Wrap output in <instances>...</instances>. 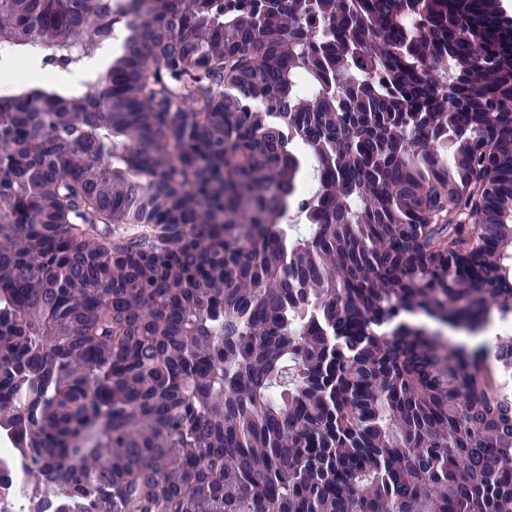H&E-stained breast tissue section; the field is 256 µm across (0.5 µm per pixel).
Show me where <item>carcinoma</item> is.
Masks as SVG:
<instances>
[{
    "label": "carcinoma",
    "instance_id": "1",
    "mask_svg": "<svg viewBox=\"0 0 512 512\" xmlns=\"http://www.w3.org/2000/svg\"><path fill=\"white\" fill-rule=\"evenodd\" d=\"M146 2L0 0L65 70L132 30L82 89L0 97V432L79 512H512L494 369L407 322L512 317V24ZM491 179L492 173L488 168L472 172L474 186L466 198L467 208L465 215L467 224L484 223V195L491 184Z\"/></svg>",
    "mask_w": 512,
    "mask_h": 512
}]
</instances>
